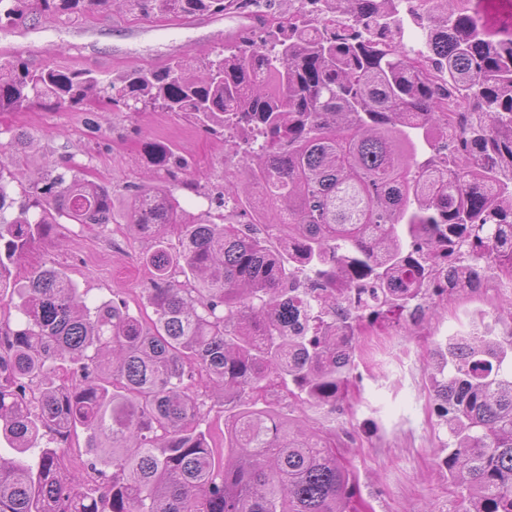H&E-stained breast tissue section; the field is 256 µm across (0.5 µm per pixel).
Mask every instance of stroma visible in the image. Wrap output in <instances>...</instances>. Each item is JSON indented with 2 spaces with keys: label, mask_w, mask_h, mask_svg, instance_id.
I'll list each match as a JSON object with an SVG mask.
<instances>
[{
  "label": "stroma",
  "mask_w": 512,
  "mask_h": 512,
  "mask_svg": "<svg viewBox=\"0 0 512 512\" xmlns=\"http://www.w3.org/2000/svg\"><path fill=\"white\" fill-rule=\"evenodd\" d=\"M287 11L288 0H269L263 14L247 10L163 20L128 13L112 0L75 24L48 17L35 23L1 20L0 49L35 68L91 70L111 78L185 54L201 58L227 42L242 43L261 31L266 15ZM18 130L34 139L24 163L29 179L69 157L120 200L126 184L143 180L145 143L175 145L188 163L187 178L199 184L198 192L181 194L182 206L193 214L206 210L210 198L223 190L225 175L237 171V160L221 138L168 112L134 115L92 101L79 112L33 106L0 113V142ZM143 248L123 225L63 224L54 237L34 244L13 275L22 280L40 267L54 266L84 292L88 305L114 298L138 313L145 309L150 281L139 259ZM476 316L502 334L512 322V304L483 288H463L440 303L437 317L411 330L391 320L364 326L355 376L336 413L301 411L287 397L272 395L283 413L334 434L339 452L359 476L358 495L370 512H448V473L441 464L448 434L429 389L431 354L448 336L469 331Z\"/></svg>",
  "instance_id": "35a3bbf8"
}]
</instances>
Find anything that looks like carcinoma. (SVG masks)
<instances>
[{
    "label": "carcinoma",
    "mask_w": 512,
    "mask_h": 512,
    "mask_svg": "<svg viewBox=\"0 0 512 512\" xmlns=\"http://www.w3.org/2000/svg\"><path fill=\"white\" fill-rule=\"evenodd\" d=\"M108 0H35L71 21ZM190 17L258 0H122ZM249 49L197 67L93 72L0 59V112L71 111L102 99L189 118L238 157L218 207L257 222L186 217V160L162 143L160 173L127 186L125 224L151 242L152 315L112 299L89 308L67 275L10 266L54 225L110 224V189L64 161L15 199L0 165V512H360L356 473L269 394L336 411L360 327L435 315L433 300L489 273L512 277V14L490 29L473 0H296ZM28 0H0L21 18ZM421 31L417 49L404 30ZM21 130L7 146L21 160ZM0 142V149L6 146ZM448 168L451 182L431 177ZM174 232L178 246L168 243ZM512 335L448 337L431 388L448 430L451 512H512ZM224 404L213 446L205 398ZM86 434L73 464L59 446Z\"/></svg>",
    "instance_id": "carcinoma-1"
}]
</instances>
